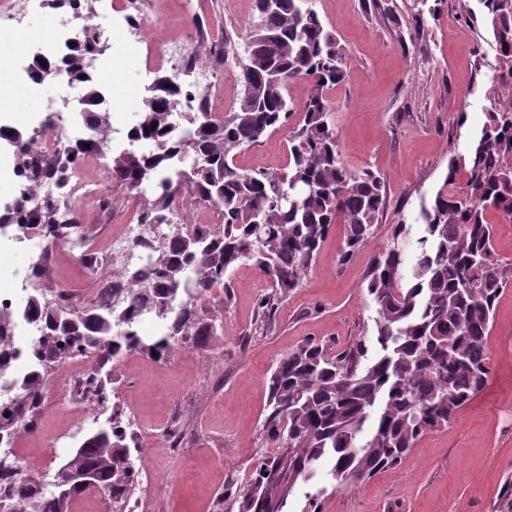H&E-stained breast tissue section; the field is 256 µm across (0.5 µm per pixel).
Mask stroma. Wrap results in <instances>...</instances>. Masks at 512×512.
Listing matches in <instances>:
<instances>
[{
    "mask_svg": "<svg viewBox=\"0 0 512 512\" xmlns=\"http://www.w3.org/2000/svg\"><path fill=\"white\" fill-rule=\"evenodd\" d=\"M138 0L157 19L155 40L182 38L189 50L206 46L201 62L211 69L213 111L239 91L238 68L215 53L225 32L248 38L253 0ZM315 8L350 54L348 75L331 97L343 163L371 167L385 179L389 205L373 239L348 262H340L344 229H331L299 288L277 315L268 336H251L257 295L267 285L252 263L237 265L231 296L216 292L204 308L223 330L208 352L185 346L157 365L135 354L110 360L116 403L134 414L140 429L139 458L156 479L149 493L135 491L136 512H216L227 473L247 476L258 459L265 382L276 362L302 340L344 346L372 329L371 301L363 281L375 255L385 250L396 224L412 223L422 194H435L452 152H466L472 132L494 105L489 78L498 55L477 29L460 18L459 0H316ZM466 112L456 127L458 112ZM288 133L279 131L236 154L254 173L283 167ZM112 208H91L83 217L96 236L117 224L135 223V194L114 188ZM58 281L74 291L94 292L112 269L101 256L95 270L78 271L54 246ZM490 377L485 388L447 427L424 435L396 469L346 489L328 476L299 485L287 512H302L307 493L321 492L322 512H498L512 484V285L497 303L487 338ZM184 434L181 447L162 442L167 422ZM106 416L77 417L69 407L46 411L39 439L21 438L19 465L55 480L60 459L84 434L105 426Z\"/></svg>",
    "mask_w": 512,
    "mask_h": 512,
    "instance_id": "1",
    "label": "stroma"
}]
</instances>
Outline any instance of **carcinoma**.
Returning a JSON list of instances; mask_svg holds the SVG:
<instances>
[{
    "label": "carcinoma",
    "mask_w": 512,
    "mask_h": 512,
    "mask_svg": "<svg viewBox=\"0 0 512 512\" xmlns=\"http://www.w3.org/2000/svg\"><path fill=\"white\" fill-rule=\"evenodd\" d=\"M482 19L498 53L491 92L499 102L468 155L448 158L441 188L421 199L422 235L412 261L406 260L409 230L398 224L379 253L364 288L373 303L375 334L361 331L344 348L331 350L309 339L280 358L266 386V414L259 430L263 452L244 481L231 476L217 499L221 512H283L294 487L309 482L315 468L329 466L336 488L366 482L398 467L427 432L451 422L489 378L487 336L494 306L512 282V263L493 243L486 214L512 221V0H479ZM248 23L244 54L224 35V55L241 72V90L220 117L205 106L208 122L183 127L170 123L172 111L201 93L170 82L141 99L138 119L128 129L130 148L109 154L112 128L98 111L102 88L94 81L92 51L77 45L60 69L83 84L88 112L86 137L34 166L24 134L13 150L15 171L26 195L17 198V230L34 231L53 243L85 240L90 225L61 212V200L46 197L31 208L41 184H65L70 156L109 157L108 171L139 197L138 223L169 225L159 238L135 244L116 257V302L75 311L52 305L40 293L26 298L22 315L37 326L32 356L36 364L23 378L10 374L22 350L14 338L16 310L0 301V382L11 384V405L37 406L44 381L69 356L95 359L85 380L90 403L107 402L112 383L106 363L123 352L168 359L182 344L206 350L217 329L199 307L215 288L230 300L229 272L250 261L270 278V291L257 300L251 335L268 336L276 313L298 288L335 224L344 226L341 259L365 247L387 209L383 178L370 168L342 164L330 91L348 75L349 51L327 28L315 0H279L261 11L259 0ZM305 85L301 111L290 86ZM288 129V160L280 172L250 174L234 163L235 151ZM466 190H453L460 172ZM186 191L217 210L222 227L170 223L176 192ZM142 316L165 323L161 336L134 332ZM21 415L0 411V433L15 438ZM120 405H112L105 427L82 441L47 487L21 476L0 486V512H70L74 497L62 494L70 474L94 471L112 508L124 512L136 487L131 445Z\"/></svg>",
    "instance_id": "carcinoma-1"
}]
</instances>
